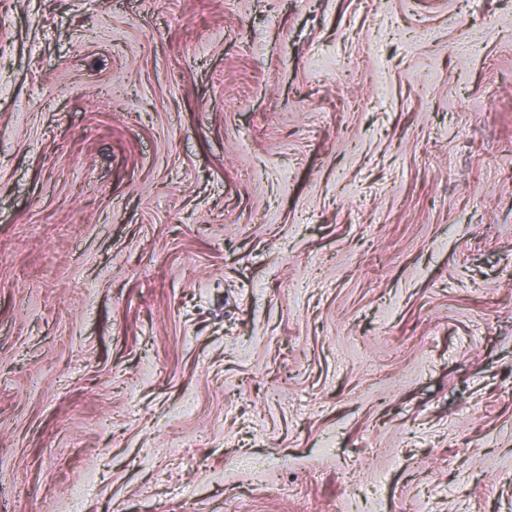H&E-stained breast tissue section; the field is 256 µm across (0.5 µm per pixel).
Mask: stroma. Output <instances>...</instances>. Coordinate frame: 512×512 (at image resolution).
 Segmentation results:
<instances>
[{
    "label": "stroma",
    "mask_w": 512,
    "mask_h": 512,
    "mask_svg": "<svg viewBox=\"0 0 512 512\" xmlns=\"http://www.w3.org/2000/svg\"><path fill=\"white\" fill-rule=\"evenodd\" d=\"M512 512V0H0V512Z\"/></svg>",
    "instance_id": "stroma-1"
}]
</instances>
